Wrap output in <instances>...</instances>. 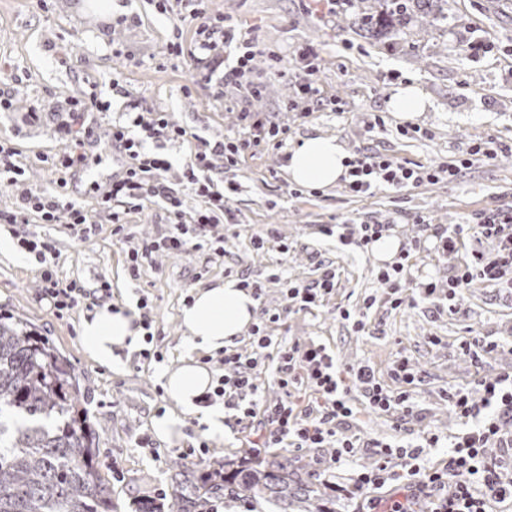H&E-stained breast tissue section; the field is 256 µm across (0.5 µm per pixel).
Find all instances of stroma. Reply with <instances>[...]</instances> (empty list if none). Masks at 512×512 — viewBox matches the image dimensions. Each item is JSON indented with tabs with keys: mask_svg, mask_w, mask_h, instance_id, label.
<instances>
[{
	"mask_svg": "<svg viewBox=\"0 0 512 512\" xmlns=\"http://www.w3.org/2000/svg\"><path fill=\"white\" fill-rule=\"evenodd\" d=\"M110 2L104 8L100 0H0V94L13 102L0 112V131L7 132L14 162L23 170L16 180H0V237L10 235L5 217L24 193L50 189L43 159L68 147L64 126L77 104L88 111L85 150L94 160L72 178L69 195L94 214L100 199L90 189L88 173H110L112 153L93 136L134 105L166 112L189 133L180 142L145 144L171 161L167 179L180 191L189 216L201 206L185 178L198 138L216 143L234 134L244 108L288 124L289 145L334 136L349 153L380 152L410 166L465 155L481 139H494L503 148L494 163L475 165L456 182L381 190L370 197L352 196L339 184L321 189L291 184L287 148L245 154L230 171L222 157H214L224 181L240 185L231 221L211 230L224 238L223 257L204 251L163 254L144 263L135 280L127 271V247L113 239L109 221L87 242L66 225L34 224L59 252L60 279L88 288L106 281L114 303L133 306L144 297L152 307L151 331L163 361L149 364L125 352L107 368L83 352L81 313L61 320L40 301V264L28 255L19 262L0 258V312L27 318L76 374L80 404L97 437L98 466L113 487L118 512H132L135 497L172 493L173 463L201 441L209 443L207 461L248 457L249 433L229 417L219 441L208 440L205 425L195 418L187 419L183 438L170 442L152 428L169 405L160 391L163 375L178 366L183 353L179 317L186 296L229 278L264 284L255 318L263 320L268 310L279 313V321L267 326L270 335L323 344L342 368L369 365L384 389L396 387L392 369L398 355L410 358L422 378L414 414L399 420L369 410L355 392L356 417L348 434L413 446L429 429L448 437L460 432L462 424L449 410V391L473 389L481 380L512 372V290L475 283L463 291L456 314L438 295L395 309L378 280L385 262L322 235L320 228L340 221L345 234L355 236L361 225L384 224L401 246L421 239L416 268L422 279L443 289L473 248L493 249V241L469 240L459 252L445 254L435 247L434 230L474 221L488 210H512V9L496 11L489 0H448L447 28L410 30L396 40L378 41L341 30L340 15L326 0H210L211 15L228 18L236 33L263 49L252 73L262 92L255 98L225 85L218 74L210 84L195 83L187 54L195 30L176 14L160 11L157 0ZM174 43L182 45L183 55L168 53ZM311 48L320 53L317 84L325 102L313 112L299 93L294 68L295 56ZM407 85L418 86L426 101L412 137L400 134L401 123L387 107L397 88ZM20 100L37 106L38 120L17 108ZM331 101L338 110L328 109ZM375 113L385 125L372 131L367 123ZM327 268L335 271L336 286L321 305L309 313L286 310L285 289L312 284ZM343 309L350 319L340 317ZM357 318L364 329L354 327ZM490 341L501 349L480 362L462 352L463 343Z\"/></svg>",
	"mask_w": 512,
	"mask_h": 512,
	"instance_id": "1",
	"label": "stroma"
}]
</instances>
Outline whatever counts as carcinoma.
Returning <instances> with one entry per match:
<instances>
[{"mask_svg":"<svg viewBox=\"0 0 512 512\" xmlns=\"http://www.w3.org/2000/svg\"><path fill=\"white\" fill-rule=\"evenodd\" d=\"M347 2L357 26L377 38L448 24V0ZM95 440L68 362L26 319L0 316V512H115ZM219 499L336 512L310 463L283 454L181 471L170 501H139L134 512H208Z\"/></svg>","mask_w":512,"mask_h":512,"instance_id":"cac0c4a2","label":"carcinoma"}]
</instances>
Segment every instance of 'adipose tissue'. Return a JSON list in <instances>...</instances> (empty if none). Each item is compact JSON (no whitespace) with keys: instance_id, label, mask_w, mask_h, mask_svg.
I'll return each instance as SVG.
<instances>
[{"instance_id":"ef3b65f1","label":"adipose tissue","mask_w":512,"mask_h":512,"mask_svg":"<svg viewBox=\"0 0 512 512\" xmlns=\"http://www.w3.org/2000/svg\"><path fill=\"white\" fill-rule=\"evenodd\" d=\"M349 155L337 138H305L292 151L288 162L291 182L310 188L336 184L347 174ZM256 301L247 291L228 280L212 288L198 290L191 305L181 312L185 353L180 365L165 374V390L170 400L168 411L155 418L156 434L166 440L183 435L187 417L203 416L211 439L224 436V414L200 404L210 391L213 377L195 359L196 352L217 351L230 345L253 322ZM136 312L128 307L104 306L83 318L79 333L85 354L95 363L112 366L118 353L133 349L142 335Z\"/></svg>"}]
</instances>
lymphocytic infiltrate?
Listing matches in <instances>:
<instances>
[{
  "label": "lymphocytic infiltrate",
  "mask_w": 512,
  "mask_h": 512,
  "mask_svg": "<svg viewBox=\"0 0 512 512\" xmlns=\"http://www.w3.org/2000/svg\"><path fill=\"white\" fill-rule=\"evenodd\" d=\"M206 2L164 0L162 8L195 26L197 40L189 54L201 81L212 82L215 69L206 53L222 41L236 45L239 51L234 65L224 74V82L241 84L249 78L252 62L262 50L252 39H237L234 27L224 17L208 16ZM186 134V129L171 122L166 113L151 110L129 113L127 124L112 126L107 134L108 145L118 148L128 161L127 177L112 182L100 193L102 210L113 225V237L127 241V215L142 211L146 204L165 205L172 216L173 227L168 235L144 240L128 249L131 277H138L143 263L160 252L189 254L208 247L213 255L223 256V246H210L205 232L230 216L231 196L240 186L231 182L227 187H218L212 176L213 157H223L225 168L232 169L239 166L246 153L281 149L288 140L287 126L272 117L262 118L245 110L241 113L238 135L216 144L201 141L186 166L191 188L202 202L189 219L177 193L164 179L170 162L144 147L149 140H179ZM497 157L498 145L490 138L475 142L465 157L426 168L406 166L382 153H359L349 162L344 187L353 195L368 196L382 188L415 187L442 179L453 182L464 169L477 163H492ZM87 165L84 143L76 141L51 165L53 189L27 194L8 217L20 250L34 255L43 264L38 293L60 319L89 300L100 307L110 304L111 288L105 283L92 289L80 288L59 279L54 271L57 252L51 239L28 230L27 224L30 214L36 213L43 223L66 225L79 240L95 236L99 228L96 216L67 197L69 176ZM472 233L494 241L496 247L488 253L472 251L470 261L449 275L448 310L452 313L457 310L462 291L474 283L512 288V210L489 211L481 215L478 224H456L436 231L435 236L440 249L452 253L458 250L463 237ZM411 254V249H402L389 270L379 276L388 290L391 307L410 306L417 297L430 298L436 292L434 283L414 278ZM273 346L278 349L275 381L280 395L276 400L264 401L260 398L261 367L265 350ZM221 364L223 373L204 401L209 404L222 399L225 410L233 412L238 423L252 432L251 447L318 451L317 463L327 473L349 462L360 451H370L374 457L372 466L354 473L352 484L361 496V507L368 512H489L493 504L502 508L512 506V483L498 480L504 461L487 454L491 448L512 447V434L507 431L512 424L511 373L481 381L475 389L457 388L449 393L450 408L465 429L452 443L444 467L435 469L428 467L422 453L424 449L439 447L442 436L438 432H426L418 445L403 448L379 440L364 442L344 431L354 416L349 394L355 389L362 393L371 410L400 418L413 414V393L420 378L408 356H399L394 368L398 388L388 391L376 383L370 366L337 370L324 346L294 342L278 347L265 326L257 325L252 330L250 349H224ZM306 389L313 392L314 402H303L301 393ZM396 458L401 461L397 471L390 466ZM380 489L387 492L382 503L375 496Z\"/></svg>",
  "instance_id": "f902f5d3"
}]
</instances>
